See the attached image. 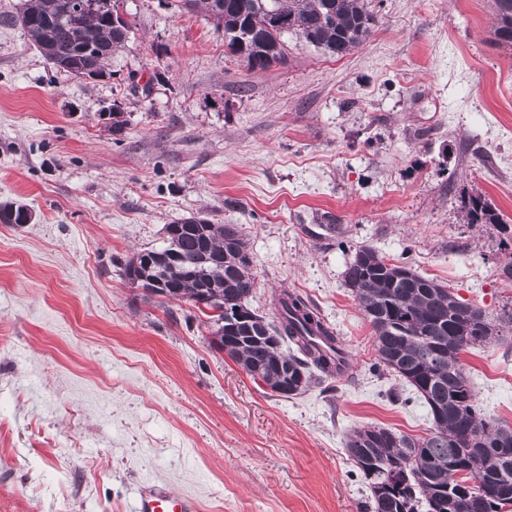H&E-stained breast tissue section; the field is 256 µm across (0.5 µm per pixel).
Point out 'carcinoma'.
Returning a JSON list of instances; mask_svg holds the SVG:
<instances>
[{
  "mask_svg": "<svg viewBox=\"0 0 512 512\" xmlns=\"http://www.w3.org/2000/svg\"><path fill=\"white\" fill-rule=\"evenodd\" d=\"M96 12L74 27L58 21L64 0H23L11 17L37 50H55L53 67L71 75L100 77L112 55L123 48L133 24L113 22L123 0H98ZM203 7L224 45L250 71H263L286 59L285 37L330 56L344 57L370 36L376 17L364 0H181ZM492 41L512 47V0H495ZM469 224H491L503 235L512 226L481 195L460 197ZM162 253H175L187 271L156 262L150 276L177 284L174 297L185 302L206 290L230 310L250 311L248 323L236 314L214 319L213 342L250 377L280 384L288 374L285 397L308 390L318 376H343L349 364L333 331L310 301L284 291L269 321L249 310L245 300L256 282L247 242L236 224H216L204 216L174 223ZM373 329L378 365L414 388L428 407L432 429L410 437L389 428L353 431L345 447L368 481L367 512H512V428L493 424L482 413L460 355L505 339L512 333V309L493 320L465 323L470 304L450 289L405 265L389 263L368 246L356 250L344 273ZM295 347L283 352L281 346Z\"/></svg>",
  "mask_w": 512,
  "mask_h": 512,
  "instance_id": "obj_1",
  "label": "carcinoma"
}]
</instances>
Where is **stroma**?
<instances>
[{
    "mask_svg": "<svg viewBox=\"0 0 512 512\" xmlns=\"http://www.w3.org/2000/svg\"><path fill=\"white\" fill-rule=\"evenodd\" d=\"M19 2L0 0V203L35 218L0 223V512H130L141 483L199 512H365L348 434L423 436L431 418L375 368L344 285L356 250L488 318L512 306V249L459 208L479 193L512 225V49L491 40L493 0H366L359 49L291 36L287 63L254 72L202 10L125 0L133 32L97 79L49 64L7 21ZM190 216L241 227L248 306L271 320L281 291L308 297L354 381L280 397L213 345L208 315L122 277ZM461 360L512 427V339Z\"/></svg>",
    "mask_w": 512,
    "mask_h": 512,
    "instance_id": "obj_1",
    "label": "stroma"
}]
</instances>
